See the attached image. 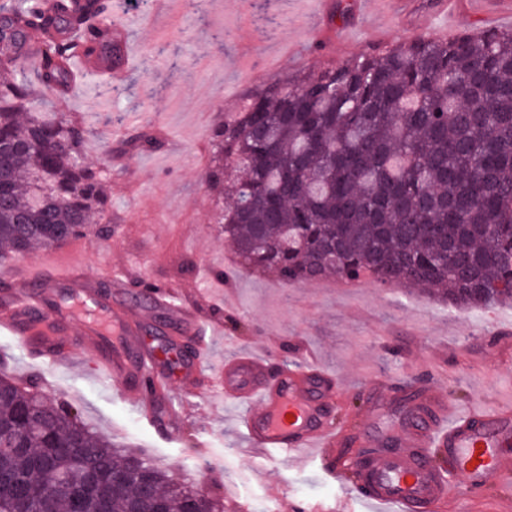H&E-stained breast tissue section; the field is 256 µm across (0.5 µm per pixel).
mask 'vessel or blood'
Returning a JSON list of instances; mask_svg holds the SVG:
<instances>
[{"mask_svg":"<svg viewBox=\"0 0 512 512\" xmlns=\"http://www.w3.org/2000/svg\"><path fill=\"white\" fill-rule=\"evenodd\" d=\"M125 34L123 20L113 18L118 58L108 66L84 57L81 69L108 66L113 81H120L128 63ZM148 296L177 325L176 365H169L167 355L140 335L142 317L137 308L114 302L96 288L93 276L74 264L61 269L25 262L0 276V330L19 338L36 357L61 366L89 351V370L108 375L142 416L155 423L166 384L189 392L197 388L212 326L194 308L175 304L169 291L153 289ZM336 389L335 379L316 368L284 367L273 373L265 360L251 356L224 368L226 395L260 402L259 410L244 420L252 448L266 455L287 452L299 460L316 452L329 460V474L338 479L342 473L333 458L344 437L325 424ZM392 438L397 447H389ZM392 438L368 429L362 445L370 453L360 464L351 498L395 505L401 512H433L448 492L447 472H455L471 491L492 479L512 477L510 405L460 412L452 400L427 387L414 403L410 419ZM433 448L439 450L443 467L432 462Z\"/></svg>","mask_w":512,"mask_h":512,"instance_id":"obj_1","label":"vessel or blood"}]
</instances>
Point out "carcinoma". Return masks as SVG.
I'll return each mask as SVG.
<instances>
[{"mask_svg": "<svg viewBox=\"0 0 512 512\" xmlns=\"http://www.w3.org/2000/svg\"><path fill=\"white\" fill-rule=\"evenodd\" d=\"M112 0H0V257L85 234L107 209L105 178L84 151V123L46 107L78 81L80 51L112 61ZM206 172L224 240L242 262L290 283L366 275L423 287L462 309L512 302V31L420 37L271 83L213 128ZM37 424L0 452L47 512L33 462L48 458L74 491L87 468L112 483L81 512L147 508L156 493L219 512L207 490L172 481L144 456L99 436L70 407L0 377V430Z\"/></svg>", "mask_w": 512, "mask_h": 512, "instance_id": "cac0c4a2", "label": "carcinoma"}]
</instances>
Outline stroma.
<instances>
[{
	"label": "stroma",
	"mask_w": 512,
	"mask_h": 512,
	"mask_svg": "<svg viewBox=\"0 0 512 512\" xmlns=\"http://www.w3.org/2000/svg\"><path fill=\"white\" fill-rule=\"evenodd\" d=\"M172 0L151 15L152 0H121L129 55L125 79L93 76L62 103L99 132L86 145L107 173L109 241L76 238L66 255L108 292L148 280L172 290L217 323L206 360L208 389L173 388L166 406L176 422L161 434L140 416L110 378L81 365L30 360L17 337L0 334V372L41 378L104 437L141 450L186 486L214 489L225 512H276L292 499L327 507L344 497L320 461L250 448L243 425L256 402L225 397L221 371L251 352L270 368L315 361L339 382L331 425L343 432L344 456L357 459L367 414L380 426L404 418L407 394L435 385L458 405L512 403V356L497 333L512 326V304L467 310L438 298L371 279L346 288L327 277L287 285L274 273L243 268L224 241L215 194L205 183L209 137L243 97L305 69L295 45L313 47L315 65L342 61L420 35L456 37L512 29V0L485 10L458 0L450 15L438 0ZM152 139V147L135 140ZM436 512H512V479L492 480L476 496L448 492Z\"/></svg>",
	"instance_id": "35a3bbf8"
}]
</instances>
